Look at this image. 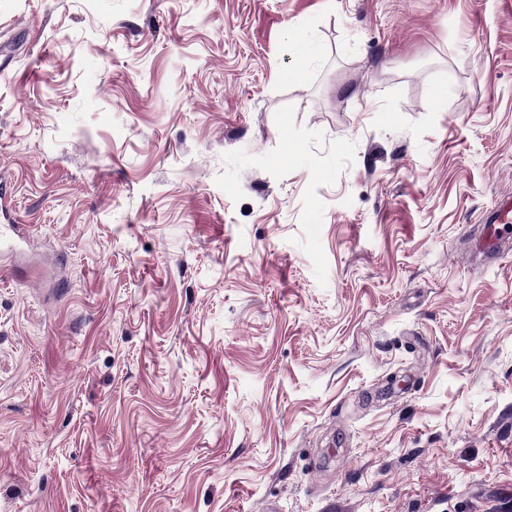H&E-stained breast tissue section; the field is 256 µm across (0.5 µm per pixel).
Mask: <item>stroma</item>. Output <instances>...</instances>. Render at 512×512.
Here are the masks:
<instances>
[{"label":"stroma","instance_id":"obj_1","mask_svg":"<svg viewBox=\"0 0 512 512\" xmlns=\"http://www.w3.org/2000/svg\"><path fill=\"white\" fill-rule=\"evenodd\" d=\"M0 174V512H512V0H0ZM0 191H1V203H0V240L2 241L5 238H10L14 240H18L20 242H27L32 239V234L30 230V225L28 224H11L10 217L8 216L7 205H9V201L6 198V191L3 188V181H0ZM2 218L4 222H8L7 224L2 223Z\"/></svg>","mask_w":512,"mask_h":512}]
</instances>
